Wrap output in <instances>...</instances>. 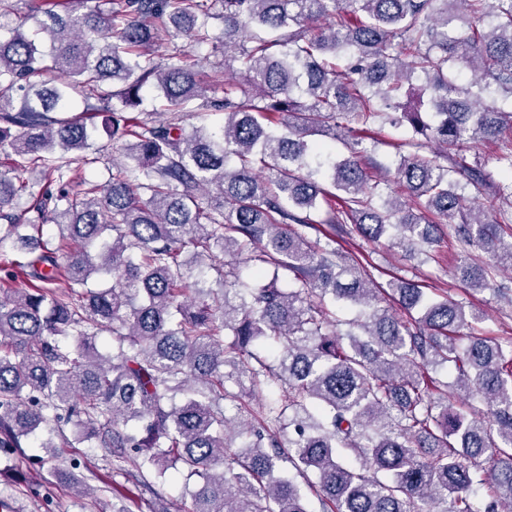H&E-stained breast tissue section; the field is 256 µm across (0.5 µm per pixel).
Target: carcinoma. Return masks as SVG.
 I'll list each match as a JSON object with an SVG mask.
<instances>
[{
	"mask_svg": "<svg viewBox=\"0 0 512 512\" xmlns=\"http://www.w3.org/2000/svg\"><path fill=\"white\" fill-rule=\"evenodd\" d=\"M26 19L34 30L0 35V152L59 188L22 219L29 183L0 176V255H29L0 267L24 274L0 297V456L24 455L40 430L42 448H98L147 488L180 468L195 478L190 512H312L287 466L322 512H512V341L482 335L480 311L405 278L382 286L336 249L349 224L433 259L432 217H449L489 258L463 261L459 280L503 295L512 179L467 153L493 144L512 173V110L497 105L512 99V0H96L80 14L74 0H27ZM180 36L213 44L240 81L206 96ZM149 83L168 103L158 120L137 117ZM94 96L124 161L71 193V166L91 162ZM182 112L224 121L188 130ZM387 123L411 128L391 181L364 145ZM487 189L493 221L476 205ZM226 256L273 272L250 287ZM330 302L360 319H336ZM447 366L453 387L430 375ZM271 384L284 398L264 417L227 415L224 402ZM450 395L487 415L453 410Z\"/></svg>",
	"mask_w": 512,
	"mask_h": 512,
	"instance_id": "obj_1",
	"label": "carcinoma"
}]
</instances>
